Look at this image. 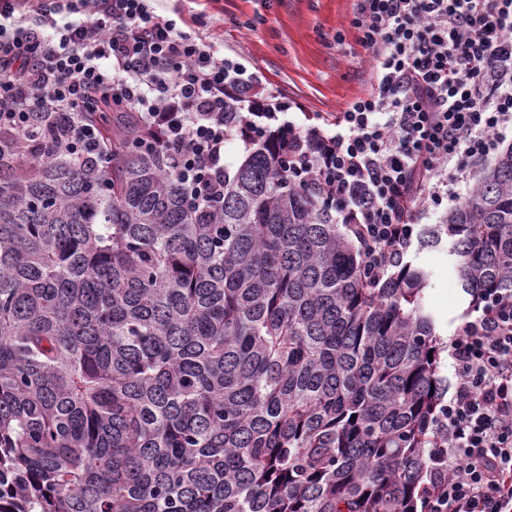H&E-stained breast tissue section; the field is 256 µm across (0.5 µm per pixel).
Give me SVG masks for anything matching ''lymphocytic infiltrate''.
<instances>
[{
  "label": "lymphocytic infiltrate",
  "mask_w": 512,
  "mask_h": 512,
  "mask_svg": "<svg viewBox=\"0 0 512 512\" xmlns=\"http://www.w3.org/2000/svg\"><path fill=\"white\" fill-rule=\"evenodd\" d=\"M158 0H0V133L53 127L60 151L112 164L89 103L120 100L143 145L203 203L224 193V148L272 136L287 172L315 182L365 238L381 278L418 213L456 193L512 127V0H356L351 20L375 86L334 116L292 105L203 36L200 14ZM456 381L438 419L447 450L432 512H512V296L486 301L448 345Z\"/></svg>",
  "instance_id": "obj_1"
}]
</instances>
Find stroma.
Returning <instances> with one entry per match:
<instances>
[{
  "label": "stroma",
  "instance_id": "1",
  "mask_svg": "<svg viewBox=\"0 0 512 512\" xmlns=\"http://www.w3.org/2000/svg\"><path fill=\"white\" fill-rule=\"evenodd\" d=\"M164 13L205 11L208 31L225 56L239 59L263 83L305 112L328 116L373 88L370 52L350 25L355 0H166ZM430 265V304L443 339L471 313L447 252L409 249Z\"/></svg>",
  "mask_w": 512,
  "mask_h": 512
}]
</instances>
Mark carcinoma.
Masks as SVG:
<instances>
[{
  "label": "carcinoma",
  "instance_id": "obj_1",
  "mask_svg": "<svg viewBox=\"0 0 512 512\" xmlns=\"http://www.w3.org/2000/svg\"><path fill=\"white\" fill-rule=\"evenodd\" d=\"M112 166L0 165V512H429L448 382L433 271L365 272L261 142L204 207L88 113ZM512 296V144L420 246Z\"/></svg>",
  "mask_w": 512,
  "mask_h": 512
}]
</instances>
